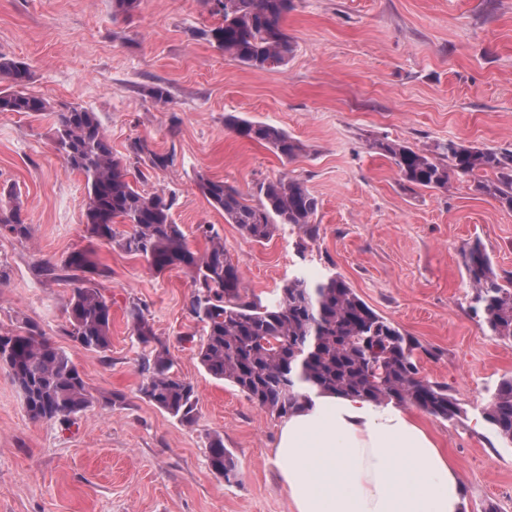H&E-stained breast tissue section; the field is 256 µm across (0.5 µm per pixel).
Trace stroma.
<instances>
[{"label": "stroma", "mask_w": 512, "mask_h": 512, "mask_svg": "<svg viewBox=\"0 0 512 512\" xmlns=\"http://www.w3.org/2000/svg\"><path fill=\"white\" fill-rule=\"evenodd\" d=\"M218 20L207 0H142L128 19L112 0H0V55L24 61L29 93L97 112L113 152L134 140L170 155L146 190L175 199L172 219L192 249L213 225L245 288L269 300L297 274L339 273L375 311L435 350L422 378L448 384L461 419L414 415L445 448L463 487V512H512V447L481 415L496 385L512 377V342L495 339L469 309L461 252L481 241L499 275L512 273V210L475 192L406 189L374 144L415 149L450 140L512 151V0H293L284 26L288 62L256 70L207 37ZM170 97L158 109L153 87ZM235 114L271 123L307 149L290 162L224 125ZM52 118L0 113V188L17 190L30 239L0 237V329L38 324L82 371L91 407L65 426L26 412L0 369V512H293L274 457L280 417L209 375L187 333L192 282L181 269L157 276L144 262L85 234V178L51 142ZM242 193L286 173L318 200L320 238L306 254L282 228L258 244L225 223L196 174ZM93 247L97 281L112 310L107 353L65 334L73 283L35 267ZM141 305L177 375L198 394L184 424L142 398L144 349L127 318ZM120 402H113V395ZM221 436L235 456L233 483L208 466Z\"/></svg>", "instance_id": "stroma-1"}]
</instances>
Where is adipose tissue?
Returning a JSON list of instances; mask_svg holds the SVG:
<instances>
[{
  "instance_id": "obj_1",
  "label": "adipose tissue",
  "mask_w": 512,
  "mask_h": 512,
  "mask_svg": "<svg viewBox=\"0 0 512 512\" xmlns=\"http://www.w3.org/2000/svg\"><path fill=\"white\" fill-rule=\"evenodd\" d=\"M294 512H460L448 455L408 412L320 394L282 424L275 445Z\"/></svg>"
}]
</instances>
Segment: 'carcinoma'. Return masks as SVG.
Here are the masks:
<instances>
[{"mask_svg": "<svg viewBox=\"0 0 512 512\" xmlns=\"http://www.w3.org/2000/svg\"><path fill=\"white\" fill-rule=\"evenodd\" d=\"M210 13L221 19L209 30L217 47L259 70L284 65L293 43L283 27L292 0H207ZM0 76L12 89L0 91V112L53 114L52 140L68 168L85 176L86 232L89 238L116 245L141 258L149 271L161 275L180 268L193 291L189 315L203 324L204 338L196 357L213 378L238 388L255 406L286 416L312 403L314 394L357 396L378 405L416 407L439 420L453 421L463 409L445 383L418 377L417 355L434 353L376 313L345 279L333 273L316 281L294 276L273 301L262 303L248 293L238 266L223 240L209 224L197 231L207 243L198 253L188 245L171 210L174 198L162 189L148 192L139 184L143 172L132 173L127 159L112 151L111 141L96 113L76 105H59L26 91V63L0 55ZM225 126L239 137L266 146L290 162L304 144L271 124L227 115ZM374 149L397 167L408 189L448 190L453 179L473 181L475 191L512 209V153L503 154L455 141L432 149H413L394 141H378ZM132 151L146 156L152 168L167 166L171 157L149 149L141 140ZM495 179L482 178L487 171ZM198 189L208 203L250 240H269L279 227L297 230L300 255L320 236L314 223L316 197L305 182L283 173L261 181L249 195L196 174ZM127 224L120 233L115 225ZM32 225L22 217L20 196L0 191V236L31 237ZM94 252H71L59 265L43 262L37 274L59 273L77 282L67 304L68 336L82 348L103 353L111 345V305L99 284ZM462 263L473 290L472 309L481 315L492 336L512 340V274L494 271L486 248L476 241L462 250ZM143 348L140 392L169 415L190 423L197 393L192 382L177 376L169 351L156 336L143 308L127 313ZM0 368L8 371L28 415L35 420L68 423L85 411L93 395L83 373L64 350L36 325L24 324L0 333ZM483 419L501 442L512 446V378L503 380L481 408ZM210 470L230 483L238 469L224 439L209 440Z\"/></svg>", "mask_w": 512, "mask_h": 512, "instance_id": "cac0c4a2", "label": "carcinoma"}]
</instances>
